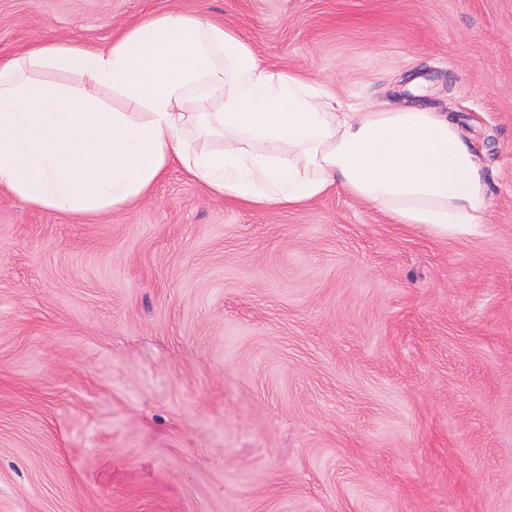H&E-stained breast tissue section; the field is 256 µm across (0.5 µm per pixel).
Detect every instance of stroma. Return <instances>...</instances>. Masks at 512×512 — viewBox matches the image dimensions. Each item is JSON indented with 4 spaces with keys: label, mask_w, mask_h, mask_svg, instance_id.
Instances as JSON below:
<instances>
[{
    "label": "stroma",
    "mask_w": 512,
    "mask_h": 512,
    "mask_svg": "<svg viewBox=\"0 0 512 512\" xmlns=\"http://www.w3.org/2000/svg\"><path fill=\"white\" fill-rule=\"evenodd\" d=\"M171 12L456 114L485 222L257 208L177 162L129 209L0 194V512H512V0H0V60Z\"/></svg>",
    "instance_id": "stroma-1"
}]
</instances>
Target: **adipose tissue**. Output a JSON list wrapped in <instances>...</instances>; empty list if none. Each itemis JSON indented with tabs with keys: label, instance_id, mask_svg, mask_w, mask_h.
<instances>
[{
	"label": "adipose tissue",
	"instance_id": "obj_1",
	"mask_svg": "<svg viewBox=\"0 0 512 512\" xmlns=\"http://www.w3.org/2000/svg\"><path fill=\"white\" fill-rule=\"evenodd\" d=\"M100 88L131 111L111 110ZM194 98L209 111H187ZM195 126L228 147L197 148ZM175 161L219 197L297 207L338 187L438 237L474 234L487 205L453 115L346 111L200 14L151 17L103 48L50 40L0 61V193L96 214L134 203Z\"/></svg>",
	"mask_w": 512,
	"mask_h": 512
}]
</instances>
